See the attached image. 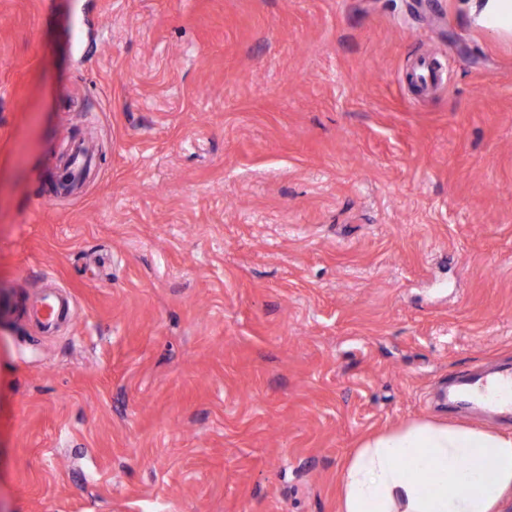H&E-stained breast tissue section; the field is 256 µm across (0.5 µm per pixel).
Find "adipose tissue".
I'll use <instances>...</instances> for the list:
<instances>
[{
	"label": "adipose tissue",
	"instance_id": "obj_1",
	"mask_svg": "<svg viewBox=\"0 0 512 512\" xmlns=\"http://www.w3.org/2000/svg\"><path fill=\"white\" fill-rule=\"evenodd\" d=\"M468 19L512 36V0H466ZM339 512H502L512 436L431 420L364 438L338 482Z\"/></svg>",
	"mask_w": 512,
	"mask_h": 512
}]
</instances>
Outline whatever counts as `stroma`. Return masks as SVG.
<instances>
[{
  "label": "stroma",
  "mask_w": 512,
  "mask_h": 512,
  "mask_svg": "<svg viewBox=\"0 0 512 512\" xmlns=\"http://www.w3.org/2000/svg\"><path fill=\"white\" fill-rule=\"evenodd\" d=\"M463 3L0 0V512H338L370 433L512 435L448 403L512 365V39ZM43 318L46 326L52 327L66 320L69 314L68 297L60 293L50 291L44 294L42 299Z\"/></svg>",
  "instance_id": "35a3bbf8"
}]
</instances>
